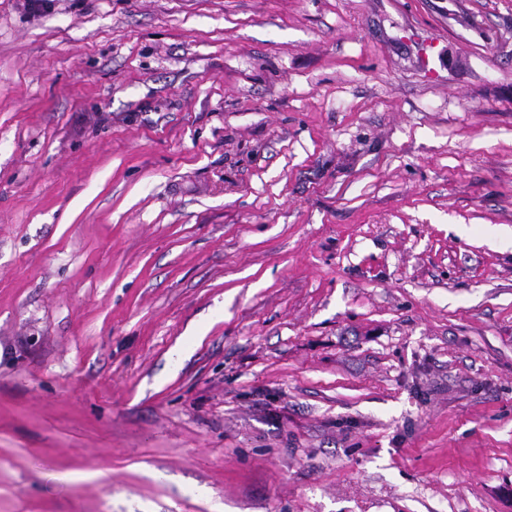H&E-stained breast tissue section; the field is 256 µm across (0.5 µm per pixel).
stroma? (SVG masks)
I'll use <instances>...</instances> for the list:
<instances>
[{
	"instance_id": "35a3bbf8",
	"label": "stroma",
	"mask_w": 512,
	"mask_h": 512,
	"mask_svg": "<svg viewBox=\"0 0 512 512\" xmlns=\"http://www.w3.org/2000/svg\"><path fill=\"white\" fill-rule=\"evenodd\" d=\"M0 512H512V0H0Z\"/></svg>"
}]
</instances>
